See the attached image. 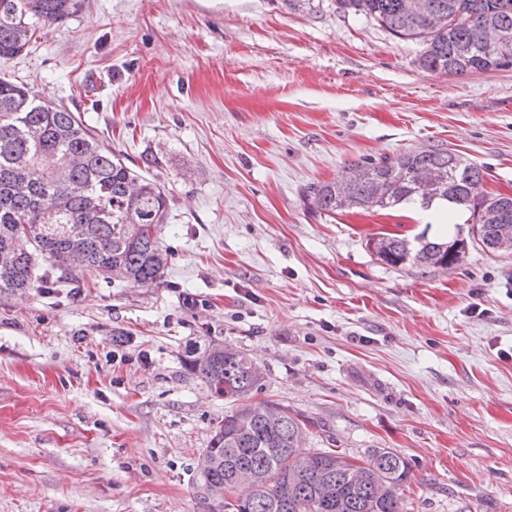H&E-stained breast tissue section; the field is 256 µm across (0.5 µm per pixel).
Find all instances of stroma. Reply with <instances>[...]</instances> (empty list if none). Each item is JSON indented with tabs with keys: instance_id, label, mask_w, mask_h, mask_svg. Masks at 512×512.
Masks as SVG:
<instances>
[{
	"instance_id": "stroma-1",
	"label": "stroma",
	"mask_w": 512,
	"mask_h": 512,
	"mask_svg": "<svg viewBox=\"0 0 512 512\" xmlns=\"http://www.w3.org/2000/svg\"><path fill=\"white\" fill-rule=\"evenodd\" d=\"M336 0H82L4 67L164 186L150 288L0 292V512H212L199 460L229 406L189 366L212 344L305 449L405 458L408 512H512V254L377 259L378 233L448 236L408 204L311 212L347 164L444 148L512 194V69L424 70Z\"/></svg>"
}]
</instances>
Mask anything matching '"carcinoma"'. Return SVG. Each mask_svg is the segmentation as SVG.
I'll return each mask as SVG.
<instances>
[{"label": "carcinoma", "mask_w": 512, "mask_h": 512, "mask_svg": "<svg viewBox=\"0 0 512 512\" xmlns=\"http://www.w3.org/2000/svg\"><path fill=\"white\" fill-rule=\"evenodd\" d=\"M402 40L425 45L420 65L464 77L512 68V0H337ZM80 0H0V65L37 40L45 25L78 12ZM482 168L447 149L429 148L354 162L333 181L307 187L308 207L320 214L395 209L417 203L470 212L473 240L501 255L500 229L512 227V195L487 194ZM164 188L130 168L96 138L81 116L41 100L27 84L0 76V252H16L0 267V291L39 285L67 288L101 275L132 287L159 284L169 264L157 237L166 222ZM378 260L446 269L465 250L458 238L414 240L378 234L369 241ZM77 252L84 265L65 270L55 256ZM194 373L232 405L209 445L202 475L223 512H405L408 463L391 448L364 458L334 449L302 451L308 421L278 404L251 402L262 378L246 354L215 345L190 361ZM261 478L251 500L229 493L235 468Z\"/></svg>", "instance_id": "cac0c4a2"}]
</instances>
